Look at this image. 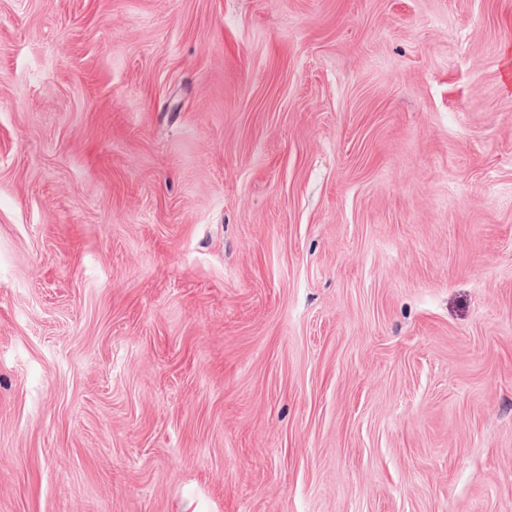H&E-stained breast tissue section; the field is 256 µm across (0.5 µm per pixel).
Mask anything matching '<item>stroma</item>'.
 Segmentation results:
<instances>
[{
	"label": "stroma",
	"mask_w": 512,
	"mask_h": 512,
	"mask_svg": "<svg viewBox=\"0 0 512 512\" xmlns=\"http://www.w3.org/2000/svg\"><path fill=\"white\" fill-rule=\"evenodd\" d=\"M0 512H512V0H0Z\"/></svg>",
	"instance_id": "1"
}]
</instances>
